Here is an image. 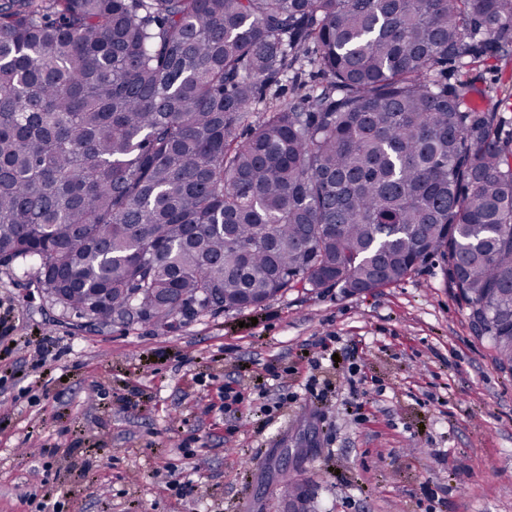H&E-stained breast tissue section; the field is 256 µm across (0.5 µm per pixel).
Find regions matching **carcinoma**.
<instances>
[{"label":"carcinoma","instance_id":"obj_1","mask_svg":"<svg viewBox=\"0 0 512 512\" xmlns=\"http://www.w3.org/2000/svg\"><path fill=\"white\" fill-rule=\"evenodd\" d=\"M511 52L512 0H0V261L172 329L439 256L512 369V135L447 82Z\"/></svg>","mask_w":512,"mask_h":512}]
</instances>
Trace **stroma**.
<instances>
[{
  "mask_svg": "<svg viewBox=\"0 0 512 512\" xmlns=\"http://www.w3.org/2000/svg\"><path fill=\"white\" fill-rule=\"evenodd\" d=\"M470 78L468 106L512 133V57ZM32 274L0 266V512H31L33 490L69 494L68 512H288L295 491L308 512H421L427 486L438 512H512V372L440 258L372 293L292 288L169 331L90 324ZM311 374L321 398L304 393ZM228 382L297 399L271 418L228 413Z\"/></svg>",
  "mask_w": 512,
  "mask_h": 512,
  "instance_id": "obj_1",
  "label": "stroma"
}]
</instances>
